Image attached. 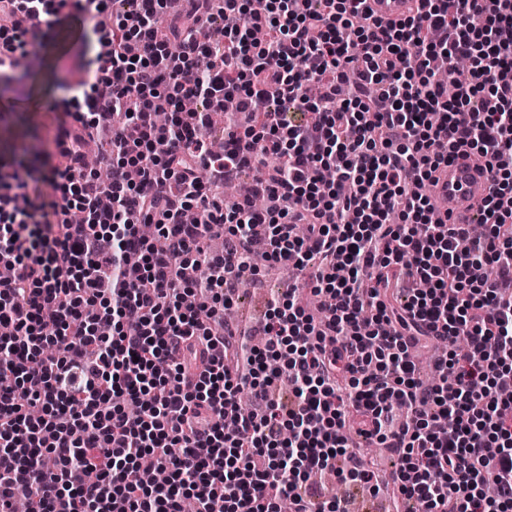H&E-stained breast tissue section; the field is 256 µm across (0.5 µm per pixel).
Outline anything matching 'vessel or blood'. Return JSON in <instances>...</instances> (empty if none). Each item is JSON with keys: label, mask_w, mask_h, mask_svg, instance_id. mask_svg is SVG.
Returning <instances> with one entry per match:
<instances>
[{"label": "vessel or blood", "mask_w": 512, "mask_h": 512, "mask_svg": "<svg viewBox=\"0 0 512 512\" xmlns=\"http://www.w3.org/2000/svg\"><path fill=\"white\" fill-rule=\"evenodd\" d=\"M367 6L373 18L387 23L416 13L421 0H368ZM491 190L492 182L484 168L456 159L438 171L437 182L430 189L434 213L446 223H470Z\"/></svg>", "instance_id": "b4317fda"}]
</instances>
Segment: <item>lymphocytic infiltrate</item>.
I'll return each mask as SVG.
<instances>
[{
	"label": "lymphocytic infiltrate",
	"instance_id": "lymphocytic-infiltrate-1",
	"mask_svg": "<svg viewBox=\"0 0 512 512\" xmlns=\"http://www.w3.org/2000/svg\"><path fill=\"white\" fill-rule=\"evenodd\" d=\"M182 2L165 25V0L0 6V41L21 57L36 48L22 16L108 25L94 77L64 102L73 123L55 144L76 148L50 170L53 196L0 163V512L21 487L28 512H181L188 498L198 512H281L285 498L315 512L312 477L374 480L341 463L352 411L422 512H512V0H424L388 24L367 0ZM458 57L472 77L450 93L435 73ZM117 115L103 180L82 147ZM462 155L494 181L477 238L407 190ZM246 168L265 209L210 193ZM258 233L270 262L319 259L311 291L328 301L273 299L257 347L211 322L258 277ZM394 279L412 284L398 310ZM421 336L466 342L431 385L410 352ZM245 389L257 408L241 415ZM147 457L164 482L139 480Z\"/></svg>",
	"mask_w": 512,
	"mask_h": 512
}]
</instances>
